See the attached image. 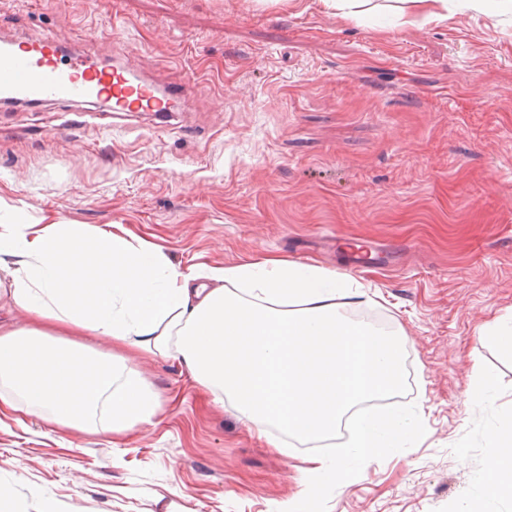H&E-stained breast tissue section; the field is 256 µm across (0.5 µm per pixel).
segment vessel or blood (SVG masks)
Listing matches in <instances>:
<instances>
[{
	"instance_id": "vessel-or-blood-1",
	"label": "vessel or blood",
	"mask_w": 512,
	"mask_h": 512,
	"mask_svg": "<svg viewBox=\"0 0 512 512\" xmlns=\"http://www.w3.org/2000/svg\"><path fill=\"white\" fill-rule=\"evenodd\" d=\"M184 85L158 88L131 62L99 65L52 37L0 43V104L49 107L106 104L120 113H166L181 109Z\"/></svg>"
}]
</instances>
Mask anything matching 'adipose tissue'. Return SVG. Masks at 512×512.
I'll list each match as a JSON object with an SVG mask.
<instances>
[{"label":"adipose tissue","mask_w":512,"mask_h":512,"mask_svg":"<svg viewBox=\"0 0 512 512\" xmlns=\"http://www.w3.org/2000/svg\"><path fill=\"white\" fill-rule=\"evenodd\" d=\"M363 284L298 261L234 266L172 263L162 246L110 227L45 224L12 207L0 217V413L39 411L48 423L123 433L152 422L161 396L133 357L186 368L216 406L232 399L273 448L287 436L335 435L357 404L396 392L401 339L349 319ZM22 311L18 328L10 317ZM112 352L100 351L101 342ZM419 432L396 412L360 415L342 454L309 460L304 499L345 485ZM483 494L460 512L512 499V424L495 433Z\"/></svg>","instance_id":"adipose-tissue-1"}]
</instances>
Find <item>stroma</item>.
I'll use <instances>...</instances> for the list:
<instances>
[{"label":"stroma","instance_id":"35a3bbf8","mask_svg":"<svg viewBox=\"0 0 512 512\" xmlns=\"http://www.w3.org/2000/svg\"><path fill=\"white\" fill-rule=\"evenodd\" d=\"M344 18L323 0H0V38L120 42L187 111L113 118L0 106V201L32 220L122 225L172 262L346 264L347 307L404 332L419 437L308 501V512H457L512 421V356L481 330L512 313V12L463 6ZM139 370L163 398L121 435L0 419V499L20 512H279L306 460L276 450L187 370ZM495 398L469 395L484 373Z\"/></svg>","mask_w":512,"mask_h":512}]
</instances>
